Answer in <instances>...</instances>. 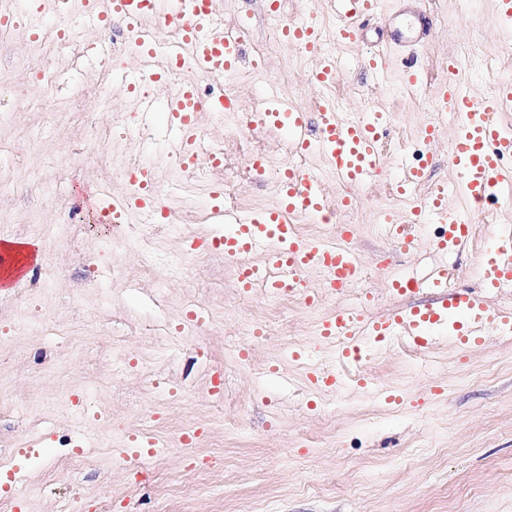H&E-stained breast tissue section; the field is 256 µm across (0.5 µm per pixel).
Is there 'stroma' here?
I'll return each instance as SVG.
<instances>
[{"mask_svg": "<svg viewBox=\"0 0 512 512\" xmlns=\"http://www.w3.org/2000/svg\"><path fill=\"white\" fill-rule=\"evenodd\" d=\"M310 3L344 62L335 90L345 112L389 114V133L379 143L386 165L400 145L422 150L420 133L434 119L436 88L456 45L478 42L491 62L462 69L474 98L512 76V41L496 0H420L432 25L423 50L411 54L372 30L364 42L338 44L329 0ZM219 10L229 26L249 19L238 68V124H247L270 89L314 114L321 90L311 80L309 54L283 42L269 48L268 75L252 66L265 40L264 0H221ZM72 11L71 0H45L37 20L18 18L0 33V82L15 88L0 99V110L12 115L0 125V223L7 237L36 242L39 255L0 291V502L13 501L12 512H64L70 502L79 512H99L105 501L112 512H238L245 503L255 512H448V495L457 491L458 512H512V335L491 328L481 346L460 348L446 333L420 357L389 341L383 352L363 355L369 387L316 391L304 377L307 363L322 366L336 357L317 326L336 308L355 304L357 294L329 296L312 308L292 305L287 320L270 319L255 341L244 323L267 296L257 291L243 299L236 266L223 253L190 256L189 279L171 281L163 264L148 265L135 241L111 225L90 226L94 188L121 193L128 187L111 159L137 156L158 175L168 223L181 227L157 241L158 254H180L189 234L224 232L207 205L209 185L180 188L163 138L146 146L136 129L113 133V115L135 113L132 96L106 82L113 58L129 54V39L116 27L74 22ZM58 28L83 46L110 42L111 56L90 62L56 52ZM36 41L54 76L49 89L12 68L14 56ZM369 52L387 56L384 75L362 67ZM409 57L423 73L410 88L399 79ZM103 92L107 111L78 112L71 104L76 95L93 100ZM246 148L228 147L212 179L235 181L237 212L274 208L268 177L243 173ZM357 196L354 208H338L335 224L354 229L351 245L366 270L364 287L374 294L372 316L432 302L429 293H396L390 282L439 262L448 267L449 286L512 309V290L485 293L472 269L475 244L442 258L429 229L412 223L415 250H395L378 215L393 206L405 218L413 204L397 200L388 176ZM66 222L77 226L76 237L48 233V225ZM33 307L50 324L16 334L21 313ZM191 311L205 323L180 335ZM165 324L177 332L172 340L179 350L171 358L160 355L172 341L159 333ZM116 348L133 358L131 372L109 368ZM433 386L438 395H430ZM189 429L198 437L181 444ZM142 433L167 442L166 451L123 455L128 440ZM69 453L84 455L78 470L60 468ZM136 467L150 479L133 475ZM209 482L223 485V499L206 493Z\"/></svg>", "mask_w": 512, "mask_h": 512, "instance_id": "35a3bbf8", "label": "stroma"}]
</instances>
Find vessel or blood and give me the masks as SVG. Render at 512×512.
Returning <instances> with one entry per match:
<instances>
[{"instance_id": "b4317fda", "label": "vessel or blood", "mask_w": 512, "mask_h": 512, "mask_svg": "<svg viewBox=\"0 0 512 512\" xmlns=\"http://www.w3.org/2000/svg\"><path fill=\"white\" fill-rule=\"evenodd\" d=\"M217 0H107L105 10L94 13L100 24L117 23L127 31L131 52L140 65L135 78H128L125 62H116L114 75L123 76L125 90L137 100L142 120H149L154 110V98L145 95V85H164L168 73L189 71L209 78L223 77L236 70L241 57V37L238 32L216 23ZM336 14V39L344 45L358 43L363 38L364 22L378 19L380 0H332ZM178 28L180 42L168 43L160 33ZM283 35L288 43L304 46L315 58L312 75L315 85H334L342 72L339 59L321 54V32L308 20L288 22ZM171 146L183 163L197 165L201 138L198 117L201 113L235 111L234 102L224 97L201 100L191 83L181 84L165 95ZM434 109L440 117L456 120V132L448 150L457 174V187L468 201L501 204L512 200V167L506 163L512 157V129L506 128L503 116L512 113V81L500 83L493 96L474 99L466 90L456 61H449L448 73L440 83ZM251 124L288 131L297 151L324 157L330 169L344 185L356 188L371 184L384 171L378 149L380 132L388 123L387 113L368 110L358 121L345 119L329 97L319 101L316 121H309L288 98L272 96ZM428 160L418 164H403L395 185L398 195H410L423 181ZM133 188L125 194H98L101 205L99 220L103 223L123 217L138 209L153 219L166 218L167 212L155 190V173L142 167L132 179ZM212 210L224 217V233L218 237H200L189 244L190 251L224 253L226 258L241 260L251 254L261 256V262L246 267L237 277V287L245 294L262 288L270 293L286 291L304 293L310 303H317L324 293L342 294L361 281L362 266L349 244V225H339L333 239L309 241L299 235L295 220L303 216L323 220L331 211L327 194L320 179L312 173L293 168L279 175L276 207L237 215H224L223 192L220 186L209 191ZM414 223L438 224L442 233L433 240L436 252L445 254L466 239L462 212L448 202L447 184H439L412 210ZM382 221L390 240L406 250L415 247L414 238L406 225L400 224L393 211H385ZM480 278L486 288L496 290L512 283V226L502 225L489 237L478 257ZM328 275L323 287L314 289L307 284L310 271ZM414 287L437 295L430 306L397 308L382 318L370 317L366 309L346 307L322 321L318 333L335 341L340 363L358 362L362 348L370 342H380L391 336H401L412 345L425 349L432 336L455 321V340L468 348L483 343L487 328L512 333V311L492 307L479 295L466 289H449L448 272L436 267L417 275L409 273L394 283L397 291ZM309 384L319 390H335L346 386L347 380L333 368H310L306 371Z\"/></svg>"}]
</instances>
